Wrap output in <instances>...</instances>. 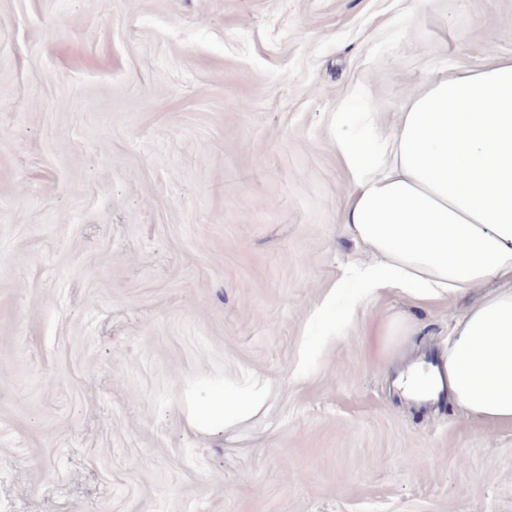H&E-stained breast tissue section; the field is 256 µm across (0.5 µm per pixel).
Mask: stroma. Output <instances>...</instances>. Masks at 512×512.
Returning a JSON list of instances; mask_svg holds the SVG:
<instances>
[{"label":"stroma","mask_w":512,"mask_h":512,"mask_svg":"<svg viewBox=\"0 0 512 512\" xmlns=\"http://www.w3.org/2000/svg\"><path fill=\"white\" fill-rule=\"evenodd\" d=\"M496 55L512 0H0V512H512V428L394 388L461 306L360 299L337 145ZM264 396V386L254 383L245 394L244 400L233 404L218 401L213 404L208 413L203 415L192 405L188 407L189 422L206 431L223 429L236 422L242 421L256 409Z\"/></svg>","instance_id":"stroma-1"}]
</instances>
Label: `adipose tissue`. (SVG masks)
<instances>
[{
	"label": "adipose tissue",
	"mask_w": 512,
	"mask_h": 512,
	"mask_svg": "<svg viewBox=\"0 0 512 512\" xmlns=\"http://www.w3.org/2000/svg\"><path fill=\"white\" fill-rule=\"evenodd\" d=\"M347 182L344 230L363 257L347 269L364 296L398 288L459 299L448 351L428 382L466 418L512 428V56L432 68L372 144L337 141ZM244 400L189 408L206 431L242 421Z\"/></svg>",
	"instance_id": "ef3b65f1"
}]
</instances>
